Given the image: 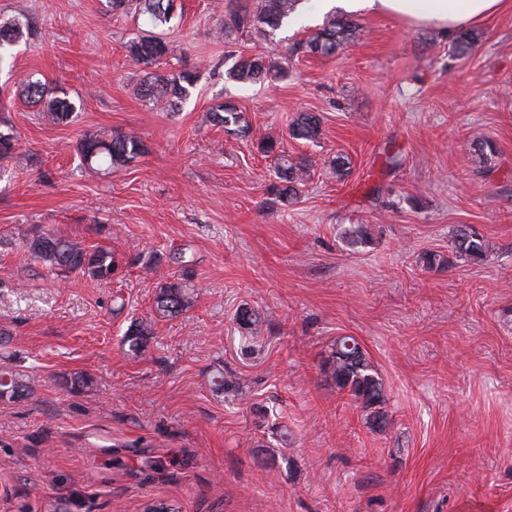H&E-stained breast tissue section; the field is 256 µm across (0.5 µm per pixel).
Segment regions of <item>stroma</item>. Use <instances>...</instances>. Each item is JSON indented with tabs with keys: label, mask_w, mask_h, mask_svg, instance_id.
I'll list each match as a JSON object with an SVG mask.
<instances>
[{
	"label": "stroma",
	"mask_w": 512,
	"mask_h": 512,
	"mask_svg": "<svg viewBox=\"0 0 512 512\" xmlns=\"http://www.w3.org/2000/svg\"><path fill=\"white\" fill-rule=\"evenodd\" d=\"M177 3L171 65L202 77L168 112L134 93L133 17L103 0H0V18L39 27L0 68V128L21 137L0 170V370L32 387L0 402V512H512V10L478 25L465 58L439 32L368 13L322 58L289 54L321 26V0L273 37L226 40L230 0ZM258 53L288 60L287 78L228 79ZM29 76L75 101L70 124L21 97ZM227 100L247 133L213 123ZM301 111L321 114L319 143L289 137ZM100 130L147 152L89 171L75 145ZM268 139L311 163L292 205L267 193ZM479 139L496 147L483 160ZM354 224L372 233L356 249L342 238ZM462 224L486 261L453 258ZM37 227L114 251L117 274L48 271L27 252ZM429 251L447 264L423 267ZM186 267L194 305L128 354L131 320ZM243 307L256 331L236 322ZM346 335L382 378L385 431L321 370ZM75 372L92 380L79 394L64 386Z\"/></svg>",
	"instance_id": "35a3bbf8"
}]
</instances>
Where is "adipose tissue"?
<instances>
[{"label":"adipose tissue","instance_id":"adipose-tissue-1","mask_svg":"<svg viewBox=\"0 0 512 512\" xmlns=\"http://www.w3.org/2000/svg\"><path fill=\"white\" fill-rule=\"evenodd\" d=\"M326 7L398 18L409 28L454 34L512 9V0H323Z\"/></svg>","mask_w":512,"mask_h":512}]
</instances>
